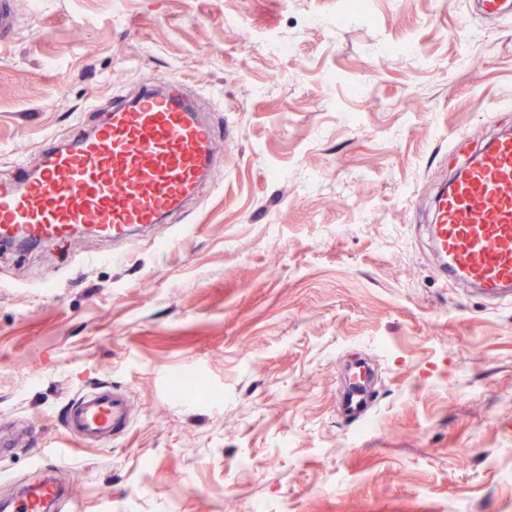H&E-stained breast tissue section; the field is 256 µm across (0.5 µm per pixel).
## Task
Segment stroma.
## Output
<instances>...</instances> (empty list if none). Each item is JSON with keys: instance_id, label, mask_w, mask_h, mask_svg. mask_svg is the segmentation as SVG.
<instances>
[{"instance_id": "1", "label": "stroma", "mask_w": 512, "mask_h": 512, "mask_svg": "<svg viewBox=\"0 0 512 512\" xmlns=\"http://www.w3.org/2000/svg\"><path fill=\"white\" fill-rule=\"evenodd\" d=\"M17 12L0 176L172 77L236 139L156 237L80 233L65 265L54 243H0V418L23 437L0 455V503L50 476L74 512H512V300L444 282L426 234L443 182L512 129V17L471 0ZM358 359L372 409L350 424ZM181 373L194 397L173 392ZM94 385L125 389L134 415L90 448L62 419Z\"/></svg>"}]
</instances>
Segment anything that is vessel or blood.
I'll use <instances>...</instances> for the list:
<instances>
[{"label":"vessel or blood","mask_w":512,"mask_h":512,"mask_svg":"<svg viewBox=\"0 0 512 512\" xmlns=\"http://www.w3.org/2000/svg\"><path fill=\"white\" fill-rule=\"evenodd\" d=\"M220 140L184 84L146 85L115 102L92 131L44 140L37 166L18 163L0 183V242H68L77 230L115 242L183 213L214 166ZM443 280L478 288L488 300L512 295V136L489 140L455 171L428 226ZM369 386L355 376L342 414L357 423L368 411ZM126 391L103 386L69 402L63 425L87 446H102L127 429ZM63 497L45 479L31 485L15 512H48Z\"/></svg>","instance_id":"1"}]
</instances>
